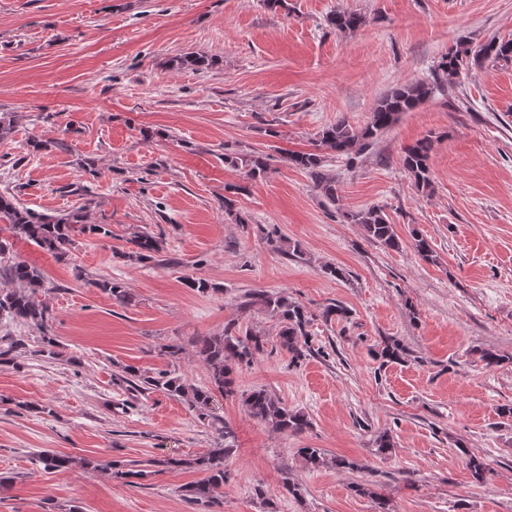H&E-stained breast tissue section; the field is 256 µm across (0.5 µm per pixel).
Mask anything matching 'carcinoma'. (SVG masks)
<instances>
[{
    "label": "carcinoma",
    "mask_w": 512,
    "mask_h": 512,
    "mask_svg": "<svg viewBox=\"0 0 512 512\" xmlns=\"http://www.w3.org/2000/svg\"><path fill=\"white\" fill-rule=\"evenodd\" d=\"M326 22L337 30L353 32L365 26L367 18L356 11H335L326 17ZM490 59L495 62L512 63V39L504 41L493 37L477 50L467 44L457 45L440 58L431 81L404 83L392 88L378 99L364 126L355 128L341 118L324 126L318 132L317 142L319 146L338 154H347L356 146L366 148L395 124L402 114L414 111L433 93L445 90L461 70L481 66ZM214 65L215 58L194 53L179 54L167 61V66L174 70L190 67L207 72ZM432 149L433 140L428 136L404 147L401 155L402 167L414 181L417 189L423 192L432 185ZM287 160L290 165L307 171L331 205H336V181L323 172V157L320 154L293 151L288 154ZM224 162L245 169L247 180L263 178L270 172L269 155L263 151H252L239 156L234 152H226ZM223 207L224 215L231 218L234 223L241 226L250 223L251 218L237 209L236 199L224 196ZM86 209L87 205L84 204L68 213H39L21 205L15 194L0 192V221L9 224L13 236L28 240L51 254L58 262L68 256V247L73 245L74 234L88 232L104 237L111 235L107 224L85 223ZM342 217L347 223L358 225L368 241L390 250L402 247V239L397 234L395 225L389 223L381 208L373 206L345 211ZM410 236L418 255L425 261L436 262V255L428 239L416 229L411 230ZM265 239L272 251L303 259L304 252L299 245L288 242L278 234L277 229L267 231ZM130 243L133 248L128 257L140 262L151 260L162 251V240L146 230L133 233ZM11 248L12 243L0 239V277L11 284L9 288L0 289V317L32 324L46 331L48 323L53 318L52 307L46 301L35 299L37 291L44 287V273L35 265L10 260L7 254ZM93 285L120 305L130 301V295L119 281L98 279ZM245 308L261 311L276 321L275 342L277 348L288 353L290 364L296 366L311 356L323 354V351L313 347L310 340L309 328L315 320V315L288 294L265 290L253 291L248 294ZM320 316L327 323L332 320L340 321L349 318V310L339 303L332 302L323 308ZM268 343L269 334L260 327L252 324L244 326L231 321L224 326L223 332L199 336L192 342L197 358L207 369L208 385H187L181 378L169 375L138 377V381L146 388L161 389L170 396L186 401L197 413L198 419L210 425L217 433V441L207 453L196 458L166 461L168 466L192 468L205 473L204 478L186 487L188 501L194 504L211 502L216 489L223 486L228 479L224 459L234 452L236 436L230 424L213 413L211 403L217 393L233 394L229 362L248 366L254 362L256 356L267 350ZM408 355L407 345L393 336L384 338L375 351V356L381 359L383 366L399 363ZM242 404L249 416L282 434L300 435L312 426L309 415L288 407L266 389L256 388L243 394ZM298 453L315 467L330 463L347 472L368 469L365 463L344 456L328 459L321 448H300ZM35 461L46 471H59L68 468L71 457L54 451H43L35 456ZM468 468L474 484L486 483L491 469L482 458L470 456ZM354 488L360 494L374 497L379 512H391L389 500L385 495L364 484H356Z\"/></svg>",
    "instance_id": "1"
}]
</instances>
